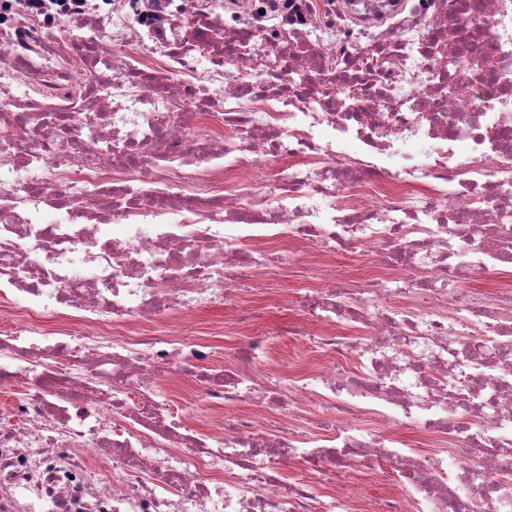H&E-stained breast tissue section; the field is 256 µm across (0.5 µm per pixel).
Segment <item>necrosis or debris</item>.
<instances>
[{"label":"necrosis or debris","instance_id":"obj_1","mask_svg":"<svg viewBox=\"0 0 512 512\" xmlns=\"http://www.w3.org/2000/svg\"><path fill=\"white\" fill-rule=\"evenodd\" d=\"M475 272H512V0H0V512H358L352 469L398 478L367 512H512ZM278 336L320 361L280 382ZM335 262L345 278L351 281L353 288H363L367 272V263L364 258L342 256L337 257ZM275 295H262L257 299V303L253 304L259 325L265 326L267 323L283 319L286 316V313L278 308ZM233 314L231 307H207L199 310L194 316L193 322L186 327L196 328V331H205L218 322L224 320ZM171 389L168 386H163L162 395L168 396L170 394V398L181 402L183 406H189L195 416L200 417L208 412V403L200 390L190 385H184L173 392H171ZM183 398H187V400H182Z\"/></svg>","mask_w":512,"mask_h":512}]
</instances>
